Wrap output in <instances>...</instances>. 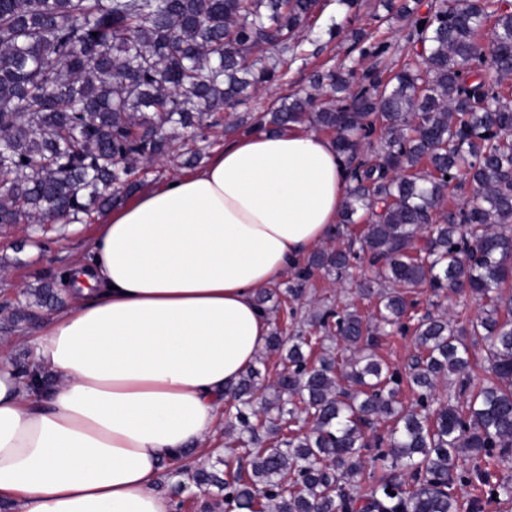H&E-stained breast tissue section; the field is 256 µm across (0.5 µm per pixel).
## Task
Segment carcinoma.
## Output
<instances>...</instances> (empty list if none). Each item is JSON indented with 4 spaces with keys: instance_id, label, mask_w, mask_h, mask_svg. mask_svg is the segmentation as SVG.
Returning <instances> with one entry per match:
<instances>
[{
    "instance_id": "obj_1",
    "label": "carcinoma",
    "mask_w": 512,
    "mask_h": 512,
    "mask_svg": "<svg viewBox=\"0 0 512 512\" xmlns=\"http://www.w3.org/2000/svg\"><path fill=\"white\" fill-rule=\"evenodd\" d=\"M320 2L0 0V217L45 234L84 223L135 193L149 164L196 162L220 128L335 132L349 185L333 246L312 252L284 293L300 301L314 271L340 281L363 264L384 283L359 289L373 319L327 307L307 320L320 336L273 328L262 367L227 400L225 435L247 467L221 475L201 461L194 480L239 512H459L472 491L469 512H484L512 500V482L492 480L512 468V0H379L381 19L405 22L399 70L385 62L390 44L355 28L352 49L375 59L370 69L316 70L309 90L226 120L282 83ZM467 185L472 196L444 209L448 189ZM361 222L356 248L344 238ZM422 288L489 308L460 325L435 301L416 310ZM59 302L50 283L29 288L9 318ZM408 330L417 355L402 375L376 348ZM333 334L356 354L326 345ZM366 455L383 476L361 498Z\"/></svg>"
}]
</instances>
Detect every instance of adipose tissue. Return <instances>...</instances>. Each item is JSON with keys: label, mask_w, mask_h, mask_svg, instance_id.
<instances>
[{"label": "adipose tissue", "mask_w": 512, "mask_h": 512, "mask_svg": "<svg viewBox=\"0 0 512 512\" xmlns=\"http://www.w3.org/2000/svg\"><path fill=\"white\" fill-rule=\"evenodd\" d=\"M333 142L288 127L225 141L139 191L68 270L69 306L0 351V504L8 512H172L163 461L208 454L226 393L270 332L257 293L324 242L346 199Z\"/></svg>", "instance_id": "1"}]
</instances>
